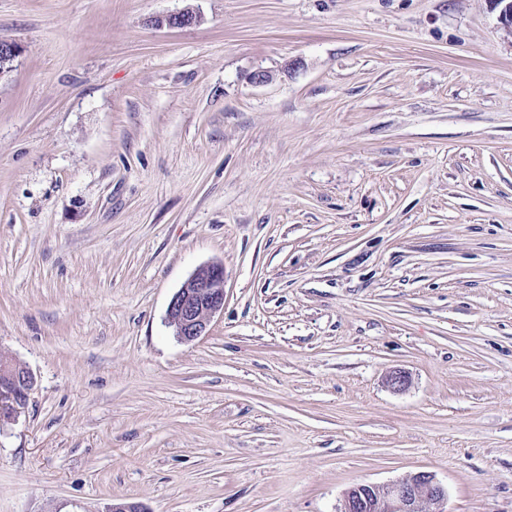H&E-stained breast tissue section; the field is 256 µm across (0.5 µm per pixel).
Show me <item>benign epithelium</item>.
<instances>
[{"mask_svg": "<svg viewBox=\"0 0 512 512\" xmlns=\"http://www.w3.org/2000/svg\"><path fill=\"white\" fill-rule=\"evenodd\" d=\"M198 17L190 10L163 16L156 24L170 29L190 26ZM224 309V266L195 269L172 297L167 320L176 336L191 343L209 332L212 318ZM35 384L32 372L0 359V424L16 420ZM447 492L435 475L420 471L388 484H358L344 495L339 512H447Z\"/></svg>", "mask_w": 512, "mask_h": 512, "instance_id": "benign-epithelium-1", "label": "benign epithelium"}]
</instances>
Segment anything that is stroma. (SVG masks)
<instances>
[{"mask_svg":"<svg viewBox=\"0 0 512 512\" xmlns=\"http://www.w3.org/2000/svg\"><path fill=\"white\" fill-rule=\"evenodd\" d=\"M0 39V357L36 379L0 512H339L419 471L512 512L489 0H0ZM208 263L187 344L167 308ZM224 309V266L204 264L195 269L172 297L167 320L176 336L191 343L209 332L212 318Z\"/></svg>","mask_w":512,"mask_h":512,"instance_id":"1","label":"stroma"}]
</instances>
